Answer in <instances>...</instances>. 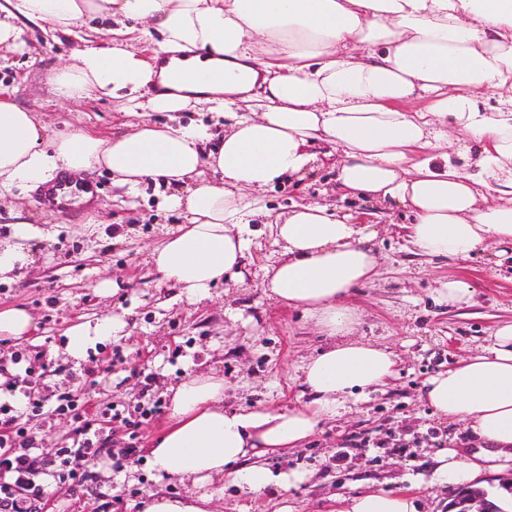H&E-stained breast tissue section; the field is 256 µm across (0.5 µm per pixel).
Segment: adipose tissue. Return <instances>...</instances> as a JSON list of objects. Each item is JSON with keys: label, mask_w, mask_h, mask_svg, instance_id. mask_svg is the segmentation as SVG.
I'll return each mask as SVG.
<instances>
[{"label": "adipose tissue", "mask_w": 512, "mask_h": 512, "mask_svg": "<svg viewBox=\"0 0 512 512\" xmlns=\"http://www.w3.org/2000/svg\"><path fill=\"white\" fill-rule=\"evenodd\" d=\"M95 18L111 20L108 42L62 65L53 91L62 102L118 99L139 121L112 137L52 134L37 113L0 97V193L100 167L130 200L148 179L171 187L165 207L184 222L152 251L150 268L188 303L209 299L224 279L241 281L253 234L244 191L303 178L320 143L342 153L340 191L408 209L407 238L422 253L465 259L489 241L512 245V0H0V47L22 46L24 19L70 33ZM156 84L162 93L146 96ZM189 108L223 115L222 137L203 123L150 118ZM452 133L476 148L467 164L451 159ZM270 229L281 253L263 288L333 338L302 367L307 400L229 411L223 380L198 374L173 387L170 422L148 456L158 474L201 492L148 493L142 512H208L203 487L216 476L250 494L304 482L265 455L299 447L395 372L390 351L353 338L359 316L345 302L377 274L369 225L301 203ZM41 235L16 222L0 241V276L33 264L28 243ZM124 328L117 317L76 324L65 352L84 360ZM423 397L483 444L438 453L431 483L479 487L485 474L512 468V321L480 353L429 378ZM336 501L337 512H419L414 495L379 488Z\"/></svg>", "instance_id": "1"}]
</instances>
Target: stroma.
Here are the masks:
<instances>
[{
  "label": "stroma",
  "mask_w": 512,
  "mask_h": 512,
  "mask_svg": "<svg viewBox=\"0 0 512 512\" xmlns=\"http://www.w3.org/2000/svg\"><path fill=\"white\" fill-rule=\"evenodd\" d=\"M23 30V47L0 50V94L40 113L54 132L83 128L108 137L135 122V115L119 112L118 102L109 98L59 102L51 75L84 44L74 35L45 32L39 23H24ZM335 163L330 157L305 179L246 192V200L257 201L260 210L251 221L257 232L253 261L244 283H219L211 301L201 305L179 300L178 287L149 274L150 251L181 222L163 205L166 188L145 181L131 204L113 187L107 169L95 170L91 177L101 185L99 223L90 235L82 232L83 216L49 213L32 191H15L10 204L0 206V239H8L19 213L39 223L43 235L32 243L37 262L0 281V308H25L35 331L26 339H1L0 357L21 353L33 367H47L43 397L70 392L95 409L134 404L142 372L152 375L161 398L188 375L214 374L224 379L225 408L300 406L301 366L329 339L303 309L266 294L263 269L277 263L280 249L264 215L295 203L329 204L359 215L377 231L372 244L380 255L378 273L356 288L348 303L359 314L355 337L392 351L396 374L368 400L349 402L342 416L324 423L303 447L268 455L272 468L311 471L309 482L279 493L246 495L217 479L209 486L212 512H280L285 505L291 512H335L336 495L351 496L371 486L404 490L430 476L438 451L476 450L478 440L460 424L439 417L422 389L430 377L480 352L495 327L512 320V258L498 260L492 244L466 259L420 254L404 233L407 211L397 204L342 197L335 186ZM451 277L474 285V305L455 309L438 302L437 288ZM103 283L110 288L105 295L99 291ZM103 316L124 320L126 336L98 344L84 361H73L65 352L66 331ZM170 415V405L164 404L144 421L138 455L124 470H110L103 452L88 457L83 490L70 494L46 481L42 512H137L148 492L193 493L191 483L158 479L147 456ZM390 435L412 436L416 442L401 454L386 445Z\"/></svg>",
  "instance_id": "35a3bbf8"
}]
</instances>
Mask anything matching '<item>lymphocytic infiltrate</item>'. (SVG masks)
I'll return each mask as SVG.
<instances>
[{"label": "lymphocytic infiltrate", "instance_id": "1", "mask_svg": "<svg viewBox=\"0 0 512 512\" xmlns=\"http://www.w3.org/2000/svg\"><path fill=\"white\" fill-rule=\"evenodd\" d=\"M152 390L151 376H144L140 403L122 409L108 406L101 411L115 427L126 428L128 432L121 451L112 456L114 469H122L125 462L135 458L136 430L141 418L161 410L162 402L153 396ZM82 408L79 398L67 392L58 394L53 413L71 423L73 437L71 446L50 455L41 452L32 430L24 424L25 418L42 415V403L30 401L22 412L0 403V512H41L44 490L39 478L43 475L53 477L57 488L69 492L82 485L85 459L97 455L104 444L99 430L82 415Z\"/></svg>", "mask_w": 512, "mask_h": 512}]
</instances>
